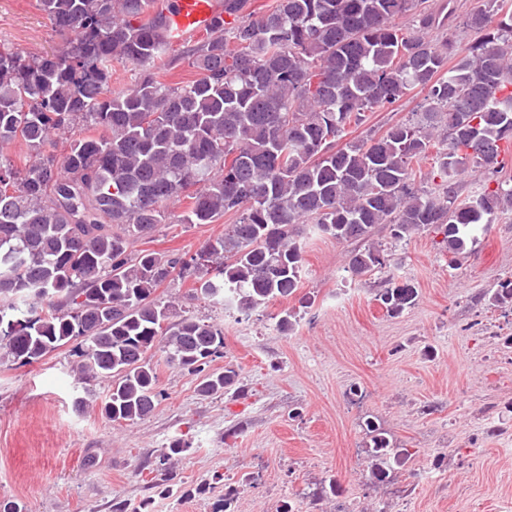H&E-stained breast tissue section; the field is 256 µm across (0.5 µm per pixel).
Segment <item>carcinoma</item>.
I'll use <instances>...</instances> for the list:
<instances>
[{"mask_svg": "<svg viewBox=\"0 0 512 512\" xmlns=\"http://www.w3.org/2000/svg\"><path fill=\"white\" fill-rule=\"evenodd\" d=\"M153 0H38L63 37L42 55L0 46V349L31 365L78 342L82 384L112 379L101 413L133 424L161 397L152 351L199 378L204 395L237 373L206 372L224 330L155 296L175 279L188 295L219 299L244 314L302 286L294 227L310 222L358 242L347 271L363 277L389 264L371 241L379 224L401 240L425 228L443 234L448 265L468 253L470 233L512 210V184L496 177L499 143L512 141V3L487 0L463 27V48L428 32L446 27L451 2L277 0L253 19L248 0H224L211 36L181 51L195 76L161 74L171 45ZM398 18L409 22L400 26ZM137 72L112 91V63ZM426 92L420 111L379 137L341 143L364 113ZM62 143L57 156L47 151ZM430 160L426 172L414 166ZM477 170L480 193L462 196L459 176ZM495 187H490V184ZM236 215L224 234L186 261L129 251L165 223ZM408 282L390 280L379 300L390 314L416 304ZM492 304L512 306V278ZM371 457L403 465L374 422ZM177 442L156 471L174 478Z\"/></svg>", "mask_w": 512, "mask_h": 512, "instance_id": "1", "label": "carcinoma"}]
</instances>
